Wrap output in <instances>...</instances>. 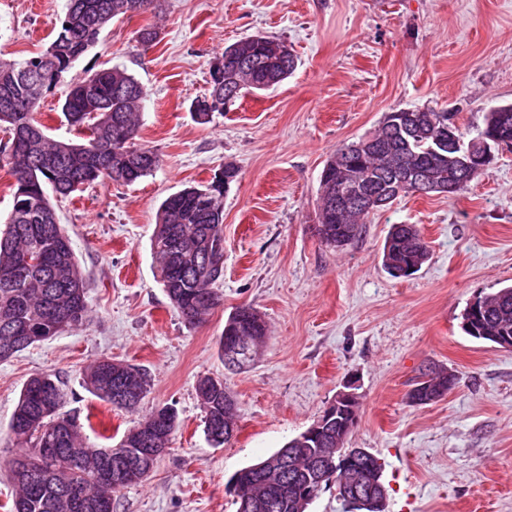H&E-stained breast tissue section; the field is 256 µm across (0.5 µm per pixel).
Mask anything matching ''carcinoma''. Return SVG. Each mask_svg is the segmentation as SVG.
I'll return each instance as SVG.
<instances>
[{
  "instance_id": "carcinoma-1",
  "label": "carcinoma",
  "mask_w": 512,
  "mask_h": 512,
  "mask_svg": "<svg viewBox=\"0 0 512 512\" xmlns=\"http://www.w3.org/2000/svg\"><path fill=\"white\" fill-rule=\"evenodd\" d=\"M154 0H69L64 18L52 43L62 53L45 58L41 52L23 60L0 59V130L8 141L0 148L15 179L12 209L6 229L0 234V360L81 324L88 304L83 271L72 240L61 224L47 190L68 198L85 186L107 180L132 185L153 174L162 162L152 148L137 143L140 108L147 96L145 86L126 69L103 68L91 76L72 79L62 103L68 125L83 135L80 143L57 141L44 132L35 112L46 94L65 83L73 64L99 41L102 29L114 19H130L150 10ZM297 58L286 44L274 37L254 35L224 48L210 69V89L196 99L192 112L201 124L224 113V96L267 90L288 78ZM448 113L434 108L396 109L386 112L377 128L336 149L327 161L318 188V236L329 247L358 240L371 213L380 207L367 197L385 191L389 202L431 192L456 197L465 193L482 172L465 171L455 153L438 145ZM491 132L496 141L512 148V103L500 104L485 114L483 127L469 132L457 127L463 145L479 153L481 135ZM237 169L227 164L205 185L187 187L166 197L158 210L151 239L159 279L170 303L190 326L205 321L221 304L219 286L224 279V179L234 181ZM37 254L41 260L20 267L23 257ZM430 249L415 224H394L383 245V267H413L420 271ZM471 319L466 334L484 341L494 337L512 339V286L481 297L479 313L463 311ZM224 335L237 336L248 345L234 370L250 367L258 348L265 343L268 325L264 316L249 305L237 307L224 324ZM448 368L432 364L422 370L413 387L431 389L443 383ZM84 380L100 401L113 404L112 388L120 384L134 391L135 400L124 407L138 410L149 379L139 367L101 358L89 364ZM224 381L200 378L197 396L204 412L205 433L215 447L230 442L224 428L238 422L236 405L226 403ZM67 393L57 377L36 373L26 381L12 421L11 433L28 448L25 457H36L38 448L57 453L22 478L15 476L18 460L7 470L15 496L13 512H112L113 496L124 489L99 478L107 460L102 448L89 445L77 419L62 412ZM159 415L160 437L165 444L178 427L173 408H160L140 422ZM332 425L317 442L294 437L285 447L294 454L297 467L270 472L265 467L241 469V482L234 491L237 512H298L303 488L310 482L313 458L321 457L326 480L339 485L352 476L341 472L336 458V435ZM139 426L124 433L112 454L139 447Z\"/></svg>"
}]
</instances>
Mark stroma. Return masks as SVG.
<instances>
[{"instance_id":"35a3bbf8","label":"stroma","mask_w":512,"mask_h":512,"mask_svg":"<svg viewBox=\"0 0 512 512\" xmlns=\"http://www.w3.org/2000/svg\"><path fill=\"white\" fill-rule=\"evenodd\" d=\"M66 0H0V55L43 50ZM156 11L109 22L71 70L120 65L148 95L140 143L161 167L130 186L107 181L55 200L86 276L88 317L0 361V505H11L8 463L21 449L10 421L35 373L56 375L84 433L120 440L140 415L174 407L179 429L142 483L116 493L114 512H237L227 489L239 469L269 456L316 421L346 381L359 420L347 445L381 459L387 512H512V350L472 338L461 314L476 296L512 284V150L500 152L465 194L398 198L354 243L332 248L315 232L316 196L336 148L400 108L443 109L476 129L512 101V0H158ZM157 31L142 46L138 30ZM262 34L297 57L282 83L245 94L234 111L198 124L193 100L210 88L225 46ZM224 194L223 300L197 326L183 322L156 276L150 239L161 202L210 180ZM415 224L430 259L391 278L382 247L392 225ZM260 311L269 336L253 365L225 369L220 340L236 307ZM112 357L144 368L139 413L112 409L85 387L84 370ZM455 387L412 405L430 363ZM234 394L239 429L223 447L204 432L202 376Z\"/></svg>"}]
</instances>
